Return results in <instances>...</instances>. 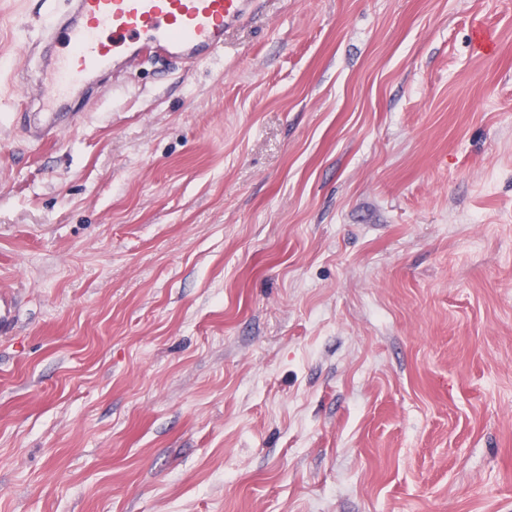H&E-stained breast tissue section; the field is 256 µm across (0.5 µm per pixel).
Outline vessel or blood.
Wrapping results in <instances>:
<instances>
[{
  "label": "vessel or blood",
  "mask_w": 512,
  "mask_h": 512,
  "mask_svg": "<svg viewBox=\"0 0 512 512\" xmlns=\"http://www.w3.org/2000/svg\"><path fill=\"white\" fill-rule=\"evenodd\" d=\"M258 0H70L60 20L61 52L37 96L20 93L15 110L53 111L96 75L121 60L164 54L191 63L217 58L224 35L255 13Z\"/></svg>",
  "instance_id": "b4317fda"
}]
</instances>
